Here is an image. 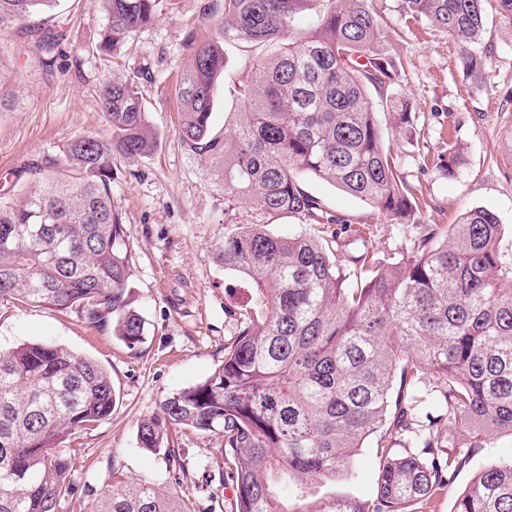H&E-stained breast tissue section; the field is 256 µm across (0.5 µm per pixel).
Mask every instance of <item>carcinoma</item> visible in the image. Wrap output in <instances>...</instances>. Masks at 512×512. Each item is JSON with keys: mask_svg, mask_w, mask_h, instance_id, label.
<instances>
[{"mask_svg": "<svg viewBox=\"0 0 512 512\" xmlns=\"http://www.w3.org/2000/svg\"><path fill=\"white\" fill-rule=\"evenodd\" d=\"M486 0H400L409 20H426L459 45L467 77L485 70L473 48ZM108 15L95 44L113 53L150 23L159 0H94ZM57 0H0V29L51 49L64 29L39 16ZM210 34H189L191 63L180 76L178 133L217 169L224 211L246 204L263 216L336 225L332 242L279 237L265 224L224 235V269L250 289L226 312L239 329L205 381L172 393L139 428L141 447L165 449L181 467L169 432L191 428L221 440L231 471L229 512H434L436 499L470 460L462 448L512 437V257L495 213L464 212L456 224H428L406 251L371 240L336 262L350 224L304 188L322 179L396 220L415 204L406 176L382 140L370 90L394 85L396 59L378 49L371 0H224L208 13ZM277 48L236 89L235 125L213 133L215 82L224 42ZM112 140L82 136L64 160L31 171L20 193L0 191V299L77 310L112 325L132 346L144 321L132 307V255L112 208L115 152L149 154L157 136L138 76L99 93ZM388 121L409 136L408 101ZM108 370L59 344L0 349V512H59L74 496L77 449L67 441L112 414ZM376 438L372 497L323 500L314 485L360 475V450ZM88 512H191L148 479L119 481ZM453 512H512V461L474 475Z\"/></svg>", "mask_w": 512, "mask_h": 512, "instance_id": "cac0c4a2", "label": "carcinoma"}]
</instances>
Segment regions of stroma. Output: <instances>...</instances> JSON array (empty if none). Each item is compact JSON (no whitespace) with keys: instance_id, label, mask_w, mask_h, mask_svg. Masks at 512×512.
<instances>
[{"instance_id":"obj_1","label":"stroma","mask_w":512,"mask_h":512,"mask_svg":"<svg viewBox=\"0 0 512 512\" xmlns=\"http://www.w3.org/2000/svg\"><path fill=\"white\" fill-rule=\"evenodd\" d=\"M214 0H160L154 20L128 36L103 61L91 51L108 23L91 0H62L54 19L65 41L48 52L16 31H0V186L24 184L32 166L64 157L76 137L112 136L98 90L116 76L140 74L139 92L158 142L147 155H115L112 206L121 214L133 256V306L145 320L143 340L130 347L106 326L91 325L79 312H59L0 300V347L28 342L60 344L102 364L112 377L111 415L70 440L77 448V483L94 493L114 479L147 478L176 490L192 512H227L230 478L215 464L220 442L191 429L174 433L183 457L177 476L164 452L141 448V422L160 411L164 399L206 380L224 358V344L238 325L224 311L248 297L235 287L217 247L235 225L258 222L247 206L224 212V189L214 171L178 135L177 79L190 58L188 32L206 37L204 15ZM400 0H374L382 49L399 57V85L414 114L412 136L384 126L383 138L412 187L411 219L396 222L331 184L310 176L305 189L364 238L390 251L412 245L427 224H453L465 211H493L512 227V26L488 9L481 50L488 67L480 80L466 78L460 52L447 33L410 23ZM259 54L250 45H224V73L216 82L212 125L223 133L233 122V81L250 78ZM461 163L447 174L449 146ZM512 459V437L476 449L439 499L436 512H451L455 496L474 474L494 461Z\"/></svg>"}]
</instances>
